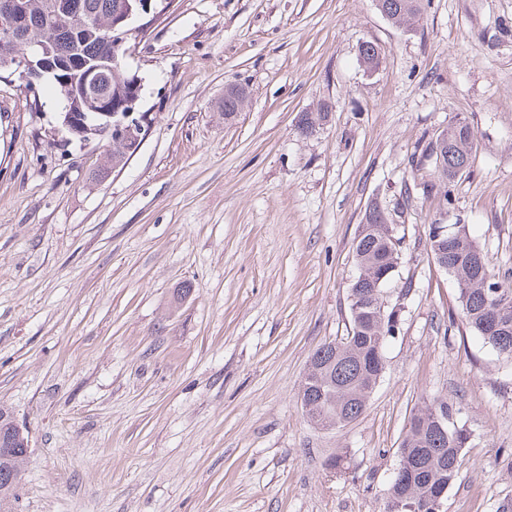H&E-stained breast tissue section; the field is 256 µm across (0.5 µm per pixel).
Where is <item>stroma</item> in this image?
<instances>
[{
    "label": "stroma",
    "mask_w": 512,
    "mask_h": 512,
    "mask_svg": "<svg viewBox=\"0 0 512 512\" xmlns=\"http://www.w3.org/2000/svg\"><path fill=\"white\" fill-rule=\"evenodd\" d=\"M128 62L155 122L101 176L49 83L0 78V407L30 440L5 512H383L426 397L470 433L444 512L512 501V366L428 236L468 225L512 277V0H423L410 29L375 0H174ZM459 119L474 161L448 207L422 150ZM373 201L401 226L398 332L365 412L322 429L297 391L347 333ZM246 97L245 89L229 84L224 90V120L229 122L234 119L243 106Z\"/></svg>",
    "instance_id": "obj_1"
}]
</instances>
